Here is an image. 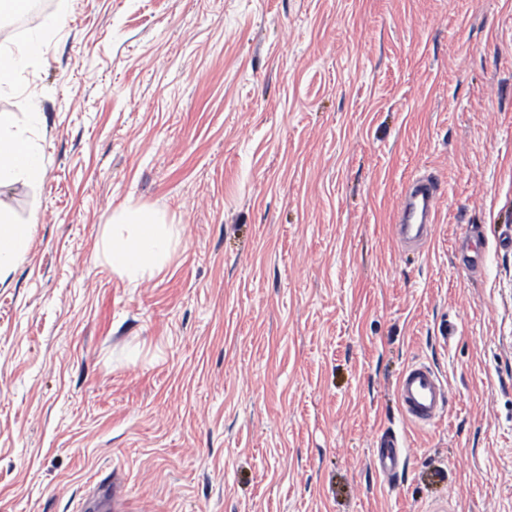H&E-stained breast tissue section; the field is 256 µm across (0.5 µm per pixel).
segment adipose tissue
<instances>
[{
    "mask_svg": "<svg viewBox=\"0 0 512 512\" xmlns=\"http://www.w3.org/2000/svg\"><path fill=\"white\" fill-rule=\"evenodd\" d=\"M61 25L58 15L44 17L37 32L21 47L0 43V89L25 71L41 48L42 37ZM42 156L22 129L0 115V190L17 183L35 184L42 180ZM30 227L17 223L8 199L0 197V279L16 265L28 247ZM176 240L173 225L155 211L125 207L112 215L102 244V254L113 271L135 282L160 272Z\"/></svg>",
    "mask_w": 512,
    "mask_h": 512,
    "instance_id": "obj_1",
    "label": "adipose tissue"
}]
</instances>
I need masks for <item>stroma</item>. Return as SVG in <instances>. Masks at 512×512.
I'll return each instance as SVG.
<instances>
[{"instance_id":"obj_1","label":"stroma","mask_w":512,"mask_h":512,"mask_svg":"<svg viewBox=\"0 0 512 512\" xmlns=\"http://www.w3.org/2000/svg\"><path fill=\"white\" fill-rule=\"evenodd\" d=\"M46 10L0 91L45 164L6 191L31 240L0 281V512L100 483L113 512H512V0ZM429 173L435 231L401 245ZM124 206L179 231L134 283L101 254ZM415 362L432 426L401 411ZM60 17L55 14L44 17L39 30L34 32L22 47H13L1 40L0 43V91L10 87L15 76L25 71L41 48L42 35L60 28ZM439 186L431 174L413 178L401 194L396 234L403 243H419L431 235L437 221ZM403 415L416 425H433L448 409L449 396L435 369L412 363L398 381ZM383 446L387 449L379 452L376 466L383 474H388L397 467L399 457L406 446L396 435L387 436Z\"/></svg>"}]
</instances>
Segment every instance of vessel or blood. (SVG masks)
Wrapping results in <instances>:
<instances>
[{"label":"vessel or blood","instance_id":"vessel-or-blood-1","mask_svg":"<svg viewBox=\"0 0 512 512\" xmlns=\"http://www.w3.org/2000/svg\"><path fill=\"white\" fill-rule=\"evenodd\" d=\"M439 186L433 175L413 178L401 194L396 234L401 242L418 243L427 239L437 221ZM398 394L404 416L417 425L434 424L448 409L449 396L435 369L422 362L407 367L398 381ZM404 444L387 436L376 466L390 473L399 463Z\"/></svg>","mask_w":512,"mask_h":512}]
</instances>
